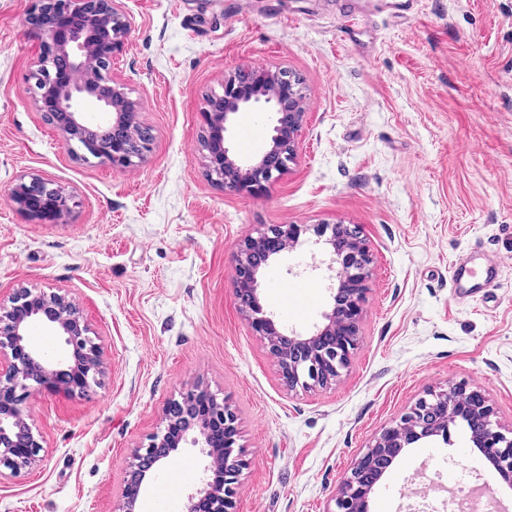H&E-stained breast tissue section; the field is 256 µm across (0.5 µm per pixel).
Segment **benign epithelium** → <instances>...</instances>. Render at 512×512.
<instances>
[{
  "mask_svg": "<svg viewBox=\"0 0 512 512\" xmlns=\"http://www.w3.org/2000/svg\"><path fill=\"white\" fill-rule=\"evenodd\" d=\"M30 25L43 46L37 69L31 73L37 109L56 121L66 139H84L91 155L114 167L134 166L136 155L128 133L137 103L110 75L112 58L123 51L130 32L123 0H37ZM220 99L224 103L221 111L208 106L202 112L208 175L229 192L264 191L294 156L306 115L299 83L264 66H250L225 77ZM88 104L104 114L96 130L85 122ZM250 109L273 114L270 137L261 155L240 158L230 142L237 115ZM10 198L30 219L51 224L66 222L74 204L73 196L39 176L18 183ZM307 231L301 224L271 225L248 239L235 259V294L239 299L251 296L246 306L248 325L280 359L284 382L292 388L326 385L348 363L361 337L372 263L366 243L357 241L361 258L351 264L350 252L338 245L339 226H332L325 244L329 245L328 269L335 272L338 282L333 303L313 332H294L288 337V347H282L277 342L283 336L280 325L261 303L259 275ZM37 323L59 337L57 355L49 356L29 342L31 328ZM88 333L76 308L54 293L19 292L7 315L0 317V480L20 474L38 460L41 444L30 427L27 406L31 395L63 391L89 396L91 383L101 372V359ZM175 404L190 410L191 415L176 418L165 413L160 431L137 450L121 512H136L150 472L186 445L201 449L208 458L200 485L188 495L186 512H236L234 481L244 462L234 454L238 436L235 415L201 386L183 392ZM458 418L479 423L471 436L473 447L485 449L493 466V483L511 487L512 435L502 432L486 395L461 384L418 399L399 422L383 431L344 479L334 512H370L374 486L387 472V465L421 440L447 439L449 425Z\"/></svg>",
  "mask_w": 512,
  "mask_h": 512,
  "instance_id": "obj_1",
  "label": "benign epithelium"
}]
</instances>
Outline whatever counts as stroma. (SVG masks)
Instances as JSON below:
<instances>
[{"label":"stroma","mask_w":512,"mask_h":512,"mask_svg":"<svg viewBox=\"0 0 512 512\" xmlns=\"http://www.w3.org/2000/svg\"><path fill=\"white\" fill-rule=\"evenodd\" d=\"M35 0H0V305L21 288L78 306L104 366L88 397L38 392L39 461L0 481V512H118L129 464L187 387L236 414L246 461L237 512H333L355 462L430 392L484 390L512 430V0H123L131 29L112 62L151 134L120 169L64 138L33 101ZM357 21L344 31L343 9ZM296 77L306 122L266 191L231 193L204 166L202 112L224 75ZM73 195L63 224L10 199L21 178ZM304 224L263 270L260 295L288 328L328 309L332 273L313 231L359 228L372 258L362 340L335 383L286 386L235 296L247 237ZM499 259L489 301L456 299L471 252ZM406 448L374 500L399 512L410 480L480 486L490 465L463 426ZM179 495L137 512H184L205 456L178 449Z\"/></svg>","instance_id":"obj_1"}]
</instances>
